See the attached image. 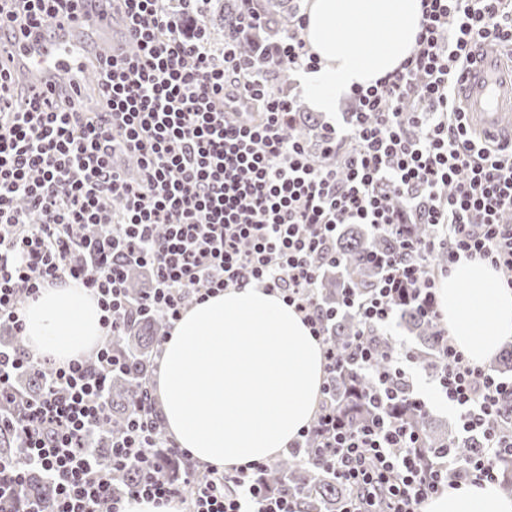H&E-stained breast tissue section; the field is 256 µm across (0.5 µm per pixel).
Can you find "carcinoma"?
Returning <instances> with one entry per match:
<instances>
[{
    "mask_svg": "<svg viewBox=\"0 0 512 512\" xmlns=\"http://www.w3.org/2000/svg\"><path fill=\"white\" fill-rule=\"evenodd\" d=\"M252 7L263 16L262 45L274 41L276 36L287 30L289 17L297 9L292 0H253ZM239 9L238 0H210L205 6L206 24L210 27L218 19L227 31L236 21ZM284 133L301 137L312 155L319 154L318 135H312L297 125L285 129ZM400 240L401 235L395 232H377L364 224L343 225L334 245L336 261L321 272L311 295L322 306L334 310L343 288H350L359 294L372 292L381 277V264L397 257ZM392 310L400 325L419 340V346L412 350L416 364L432 375L438 374L441 362L434 354L438 343V326L422 319L405 300L393 303ZM165 330L166 321L161 315L132 313L128 317L127 329L112 338V349L127 359V366L125 374L112 380L109 386L111 414L105 429L121 428L136 408L138 393L154 365L155 343ZM361 330L363 326L352 313L338 314L328 323L330 341L340 349ZM367 336L377 353L374 368L381 369L386 366L383 355L391 352L393 344L388 336L378 331H369ZM370 389L368 373L348 371L338 378L336 394L326 399V405L335 408L348 424L353 425L364 415V396ZM393 410L411 418L414 430L421 437L418 452L422 454L425 464L434 466L439 463V452L456 443L452 431L432 413H410L400 403ZM155 440L157 448L153 449V453L162 470L175 480L182 493L190 494L192 485L181 479V475L189 471L187 463L166 448L164 431H158ZM497 471L500 490L512 496V453L498 459ZM264 478L276 492L297 499L300 512H337L346 501L356 498V492L336 481L329 466L315 462L314 457L308 455H281L268 467ZM33 501L38 503L42 512H52L54 490L44 472L37 467L27 470L26 483L19 492L20 508H26Z\"/></svg>",
    "mask_w": 512,
    "mask_h": 512,
    "instance_id": "cac0c4a2",
    "label": "carcinoma"
}]
</instances>
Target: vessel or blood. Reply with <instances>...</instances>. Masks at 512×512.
I'll use <instances>...</instances> for the list:
<instances>
[{
    "label": "vessel or blood",
    "instance_id": "vessel-or-blood-1",
    "mask_svg": "<svg viewBox=\"0 0 512 512\" xmlns=\"http://www.w3.org/2000/svg\"><path fill=\"white\" fill-rule=\"evenodd\" d=\"M72 26L93 29L97 46L88 47L62 30L50 37L36 31L11 38L0 49V62L9 65L20 87L62 92L83 83L105 55L125 46L120 20L111 10L82 8ZM456 101L481 139L512 144V54L485 43L478 46L459 78Z\"/></svg>",
    "mask_w": 512,
    "mask_h": 512
}]
</instances>
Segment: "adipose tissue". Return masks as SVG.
Instances as JSON below:
<instances>
[{
	"label": "adipose tissue",
	"instance_id": "ef3b65f1",
	"mask_svg": "<svg viewBox=\"0 0 512 512\" xmlns=\"http://www.w3.org/2000/svg\"><path fill=\"white\" fill-rule=\"evenodd\" d=\"M304 39L319 61L302 89L324 114L353 86L398 69L416 45L421 0H308ZM437 300L449 336L470 358L491 359L512 337V289L490 266L460 259ZM101 312L78 282L44 288L24 310L39 353L65 364L102 341ZM324 378L321 346L274 291L229 288L184 311L164 343L156 393L175 443L202 463L233 471L276 458L311 422ZM422 512H512L492 483H452Z\"/></svg>",
	"mask_w": 512,
	"mask_h": 512
}]
</instances>
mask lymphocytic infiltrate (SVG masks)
I'll list each match as a JSON object with an SVG mask.
<instances>
[{
  "label": "lymphocytic infiltrate",
  "mask_w": 512,
  "mask_h": 512,
  "mask_svg": "<svg viewBox=\"0 0 512 512\" xmlns=\"http://www.w3.org/2000/svg\"><path fill=\"white\" fill-rule=\"evenodd\" d=\"M82 0H0V32H52L71 21ZM111 6L131 48L107 58L98 82L105 109L83 111L77 95L29 92L8 105V73L0 70V324L25 330L23 310L41 288L80 282L102 312L106 339L66 364L17 346L0 345V434L11 433L17 457H0V504L19 492L28 467L41 468L56 492L54 512H126L130 500L174 506L178 512H297L272 493L267 463L232 473L215 466L188 474L191 498L163 475L150 449L157 424L139 410L106 442L112 467H99L88 440L109 415L107 389L125 368L112 350L133 307L176 322L194 302L255 283L278 292L302 314L317 340L328 311L306 290L344 224L384 232L414 215L437 228L426 243L400 242L375 291L344 292L342 305L368 330L392 317L390 303L410 290L420 316L437 320L435 283L460 257L477 259L512 288V147H488L471 133L455 98L459 75L477 45L512 46V0H422L423 21L410 56L394 73L356 87L347 130L324 126L323 160L312 161L299 137L283 128L295 110L289 89L271 73L295 75L317 61L302 38L304 15L262 50L263 63L241 54L236 33L263 19L240 0L235 34L215 48L201 20L204 0H100ZM261 107L255 119L240 109ZM339 156L340 166L329 157ZM404 198L406 211L387 203ZM442 252L438 268L428 258ZM151 267L154 286L140 302L127 294L131 264ZM326 377L350 365L371 371L375 406L404 402L426 409L414 390L415 361L395 347L388 371L367 336L345 349L322 348ZM442 369L433 379L457 410L463 437L480 436L483 455L444 452L423 469L414 430L375 415L346 428L336 410L320 408L289 450L314 440L318 461L332 464L339 482L360 501L343 512H420L448 480L475 485L496 479L494 459L512 447L487 423L512 397V380L474 363L440 332ZM42 377L36 398L15 387L17 377ZM133 467L139 480L125 489L112 472Z\"/></svg>",
  "instance_id": "lymphocytic-infiltrate-1"
}]
</instances>
